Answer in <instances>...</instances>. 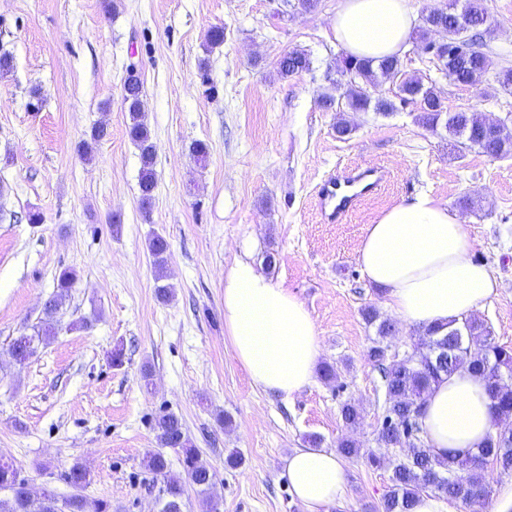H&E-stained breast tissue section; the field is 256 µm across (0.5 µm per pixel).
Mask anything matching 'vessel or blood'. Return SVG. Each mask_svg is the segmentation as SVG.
<instances>
[{"mask_svg":"<svg viewBox=\"0 0 512 512\" xmlns=\"http://www.w3.org/2000/svg\"><path fill=\"white\" fill-rule=\"evenodd\" d=\"M383 180V171L374 167H356L328 178L317 192L323 215L331 222L342 221L358 205L363 193L377 190Z\"/></svg>","mask_w":512,"mask_h":512,"instance_id":"1","label":"vessel or blood"}]
</instances>
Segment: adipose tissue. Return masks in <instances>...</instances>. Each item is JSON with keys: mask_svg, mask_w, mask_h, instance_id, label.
Here are the masks:
<instances>
[{"mask_svg": "<svg viewBox=\"0 0 512 512\" xmlns=\"http://www.w3.org/2000/svg\"><path fill=\"white\" fill-rule=\"evenodd\" d=\"M415 18L413 0H342L332 25L347 54L377 61L407 49ZM357 261L395 314L420 328L461 320L498 286L474 260L457 211L425 193L368 225ZM224 324L256 386L288 398L311 383L320 356L315 322L303 301L250 260H237L224 278ZM420 422L440 456L465 455L497 429L483 379L464 369L432 387ZM286 474L307 512H328L343 497L346 471L333 451L295 449Z\"/></svg>", "mask_w": 512, "mask_h": 512, "instance_id": "ef3b65f1", "label": "adipose tissue"}]
</instances>
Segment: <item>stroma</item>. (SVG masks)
I'll list each match as a JSON object with an SVG mask.
<instances>
[{
	"mask_svg": "<svg viewBox=\"0 0 512 512\" xmlns=\"http://www.w3.org/2000/svg\"><path fill=\"white\" fill-rule=\"evenodd\" d=\"M340 0L305 13L291 0H0V53L14 59L0 76V453L34 490L71 492L61 475L89 473V499L110 512H158V485L144 466L163 451L171 476L184 478L176 450L160 449L152 419L177 414L200 458L216 472L221 512H306L293 496L286 459L311 437L379 451L385 466L344 459L347 487L334 512H378L400 447L376 438L386 396L367 351L374 307L393 322L391 352H411L415 327L397 320L385 293L363 276L357 250L368 225L425 192L458 210L473 256L498 282L475 310L493 339L512 346V157L426 130L412 107L392 114L342 112L347 78L330 71L342 49L333 16ZM492 15L491 65L481 94L441 79L431 55L410 42L405 72L434 86L449 110L472 107L512 129V89L497 81L512 69V0H484ZM224 29L207 48L211 27ZM308 52L311 68L283 78L277 61ZM144 84L142 119L157 155L150 212L139 203V150L128 136L122 100L128 68ZM41 104L31 109L30 91ZM337 109L324 110L322 93ZM354 130L338 138L335 127ZM105 125L91 157L83 144ZM209 148L198 164L190 148ZM382 169L385 181L343 223L324 222L318 185L345 168ZM469 198L474 208L460 207ZM41 216L39 223L26 219ZM169 243L157 278L147 239ZM275 265L267 276L296 294L315 321L321 377L290 398L256 387L237 360L224 325V277L238 259ZM77 279L56 332L26 364L8 354L29 331L63 269ZM172 298L157 297L158 285ZM122 365H111L113 349ZM152 377L143 380V368ZM360 409L348 426L343 404ZM239 452L242 463L226 458Z\"/></svg>",
	"mask_w": 512,
	"mask_h": 512,
	"instance_id": "35a3bbf8",
	"label": "stroma"
}]
</instances>
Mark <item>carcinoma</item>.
Here are the masks:
<instances>
[{
	"label": "carcinoma",
	"mask_w": 512,
	"mask_h": 512,
	"mask_svg": "<svg viewBox=\"0 0 512 512\" xmlns=\"http://www.w3.org/2000/svg\"><path fill=\"white\" fill-rule=\"evenodd\" d=\"M464 11L471 21L466 51L459 53L449 41L436 45L428 38V34L439 31L441 25L447 29V34L453 33L455 19L450 13L439 15L432 10L423 16L420 38L424 48L435 47L432 55L438 62V72L449 84L478 86L489 67L480 36L490 32L491 27L486 25L488 13L480 0H470ZM310 65L309 54L296 49L280 58L278 73L287 78L309 70ZM336 71L349 78L346 108L350 112H366L371 107L385 114L394 112L396 106L391 101L371 102L357 81L376 84L381 79L396 80L400 103L416 106L415 121L422 127L434 132L442 124L448 137L460 139L463 145L476 147L496 159L512 156L511 134H503L481 112L470 108L448 111L435 89L425 86L417 75L405 73L400 59L395 56L385 58L375 66L370 60L344 55L336 60ZM122 97L131 117L128 135L140 152V198L142 210L147 213L156 188V156L150 132L142 120L143 84L140 77H129V83L123 84ZM168 249V241L163 235L155 234L148 239L147 250L160 278L164 277ZM75 280L74 270L59 272L56 291L44 303L43 320L33 328L32 334L22 335L21 340L10 347V353L19 363H27L35 355L38 345L53 333L56 314ZM392 332L390 322H380L378 338L368 349L370 360L380 364L386 359L389 345L384 339ZM463 368L486 382L495 419L512 417V348L496 343L484 322L475 317H466L455 326L437 325L423 329L413 352L384 370L388 406L378 429L377 443L385 448L404 443L407 454L405 459L392 464L391 485L383 496L381 512H412L423 492L460 500L473 509L491 493L478 474L483 464L491 462L502 472L512 474V430L487 437L481 446L463 457L436 456L425 446L424 431L419 422L424 396L434 384ZM153 430L160 447L181 451L186 479L205 496L208 512H219V502L209 497L216 472L201 462L181 419L173 413H159L154 417ZM144 467L153 479L162 480L158 489L159 512H183L184 488L179 480L168 477V461L164 453L148 454ZM63 479L76 489L64 498L70 512H109L108 502L90 500L78 493L87 482L83 468L72 467L63 474ZM58 499L52 490L39 495L32 493L18 469L11 463L0 461V512H57Z\"/></svg>",
	"instance_id": "obj_1"
}]
</instances>
